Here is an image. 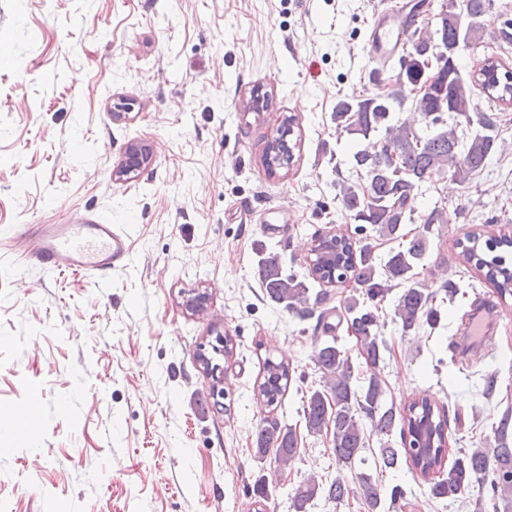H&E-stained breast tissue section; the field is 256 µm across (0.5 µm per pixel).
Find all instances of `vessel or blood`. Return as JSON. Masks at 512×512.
<instances>
[{"label":"vessel or blood","mask_w":512,"mask_h":512,"mask_svg":"<svg viewBox=\"0 0 512 512\" xmlns=\"http://www.w3.org/2000/svg\"><path fill=\"white\" fill-rule=\"evenodd\" d=\"M406 28L404 16L387 8L372 27L368 43L374 58L386 62L398 52ZM35 259L51 270L96 278L125 267L127 237L111 224H44L36 235Z\"/></svg>","instance_id":"b4317fda"}]
</instances>
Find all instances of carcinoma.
<instances>
[{
    "label": "carcinoma",
    "instance_id": "carcinoma-1",
    "mask_svg": "<svg viewBox=\"0 0 512 512\" xmlns=\"http://www.w3.org/2000/svg\"><path fill=\"white\" fill-rule=\"evenodd\" d=\"M491 8V0H463V9L448 8V14L435 25H425L413 32V50L404 51L398 59L399 71L388 89L372 95H358L341 99L336 104V128L367 140L385 127L383 140L375 147L359 149L353 155V169L360 181H342L340 195L344 208L357 224H368L382 236L402 237L401 225L413 215L414 200L419 187L441 174H450L461 183H469L471 176L483 170L487 158L496 151L499 116L469 112L471 86L459 72L457 51L479 44L483 19ZM457 50L448 54L432 78L422 76L420 63L423 53L432 42ZM472 81L493 101H512V71L501 70V65L489 60ZM419 94L412 95L414 90ZM417 119L398 125H387L389 112L402 107L407 99ZM455 124L450 126L447 117ZM479 126L469 137L464 150H459L457 128L462 125ZM291 122H283L275 142L281 152L273 156L274 165L287 167L292 162L293 147H285L292 135ZM448 222L442 207H434L423 220L422 231L414 236L407 248L393 251L379 274L371 243L354 248L350 237L335 236L333 247L338 252L336 262L325 264L322 246L312 249L315 261L312 273L321 280H341L349 277L363 289L371 303L359 307L347 306L344 316L335 309H323L317 319L322 333L330 336L315 345L313 360L321 372L319 387L309 391L303 403L305 429L309 436H329L332 453L338 469L353 470L356 459L365 450L366 436L362 420L366 419L380 433H389L402 422L405 462L419 475L430 480V494L435 499L452 501L472 486H485L492 500L507 502L505 512H512V409L504 412L494 432V448L459 450L450 466L448 458V416L435 404L423 399L413 400L403 409L383 403V388L379 378L372 374L364 384L352 385L353 365L347 353L333 337L337 325L346 322L347 330L355 336L366 365L376 366L381 360V346L377 335L378 305L384 301L397 281L405 288L394 307V318L402 332L409 334L423 324L434 325L440 320V311L433 306V295L418 286L416 268L424 258L433 225ZM462 261L474 267L483 279L496 288L501 297L512 296V237L502 235L485 240L479 248V238L468 235L458 241ZM258 277L266 297L288 310L308 303L307 284L293 275L285 276L279 257L261 252L257 266ZM291 381L289 364L267 358L263 362V381L259 392L269 407L281 402ZM301 437L296 429L268 415L256 433L255 456H272L274 469L283 473L300 450ZM359 495L366 512H381V487L371 475H357ZM342 503L349 497L348 485L338 475L326 483L311 477L291 494L292 512H308V505L318 496Z\"/></svg>",
    "mask_w": 512,
    "mask_h": 512
}]
</instances>
